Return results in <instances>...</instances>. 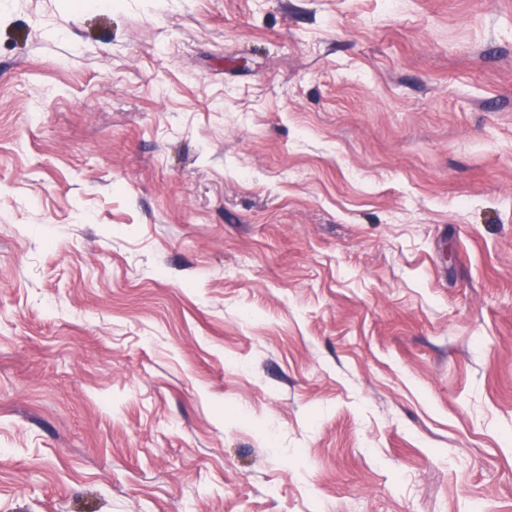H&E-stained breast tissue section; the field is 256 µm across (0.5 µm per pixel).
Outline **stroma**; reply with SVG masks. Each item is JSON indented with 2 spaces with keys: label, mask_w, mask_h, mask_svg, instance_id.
I'll list each match as a JSON object with an SVG mask.
<instances>
[{
  "label": "stroma",
  "mask_w": 512,
  "mask_h": 512,
  "mask_svg": "<svg viewBox=\"0 0 512 512\" xmlns=\"http://www.w3.org/2000/svg\"><path fill=\"white\" fill-rule=\"evenodd\" d=\"M512 512V0L0 6V512Z\"/></svg>",
  "instance_id": "35a3bbf8"
}]
</instances>
